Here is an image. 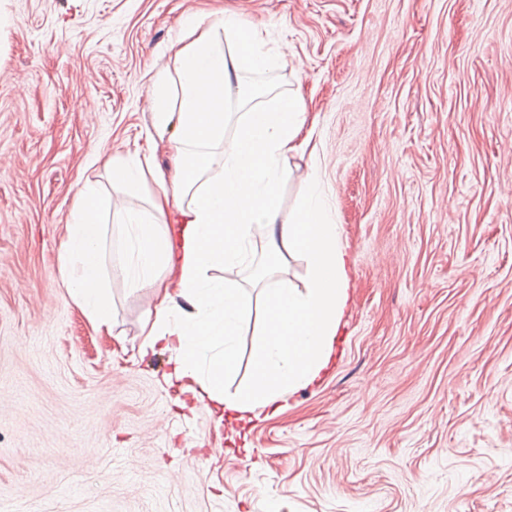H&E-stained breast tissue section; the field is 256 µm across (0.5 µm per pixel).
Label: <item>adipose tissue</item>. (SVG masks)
Listing matches in <instances>:
<instances>
[{"label":"adipose tissue","mask_w":512,"mask_h":512,"mask_svg":"<svg viewBox=\"0 0 512 512\" xmlns=\"http://www.w3.org/2000/svg\"><path fill=\"white\" fill-rule=\"evenodd\" d=\"M169 51L173 68L153 85L148 138L167 143L178 167L173 176L155 175L147 211L125 213L118 221L130 286L154 291L138 352L160 345L174 352V401L182 409L205 403L245 422L279 413L287 395L316 385L331 366L351 268L315 167L306 171L302 203L291 218H283L276 205L291 158L305 152L307 109L297 92L271 105L249 94L245 73L263 74L275 64L261 31L227 13L203 29L188 24L184 40ZM234 100L247 111L228 142L224 125ZM218 148L223 158H216ZM102 205L97 185L85 184L60 254V273L71 301L97 331L108 332L112 299L103 272ZM257 241L268 248L258 277L275 272L293 254L304 256L309 275L301 289H264L251 380L230 394L224 380L237 367L233 340L253 306L239 285L211 272L242 266Z\"/></svg>","instance_id":"1"}]
</instances>
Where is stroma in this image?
I'll list each match as a JSON object with an SVG mask.
<instances>
[{
	"label": "stroma",
	"instance_id": "1",
	"mask_svg": "<svg viewBox=\"0 0 512 512\" xmlns=\"http://www.w3.org/2000/svg\"><path fill=\"white\" fill-rule=\"evenodd\" d=\"M224 9L286 52L247 82L300 89L352 269L332 366L236 434L134 349L154 295L120 241L111 332L59 266L84 184L147 210L109 166L181 25ZM511 187L512 0H0V512H512Z\"/></svg>",
	"mask_w": 512,
	"mask_h": 512
}]
</instances>
